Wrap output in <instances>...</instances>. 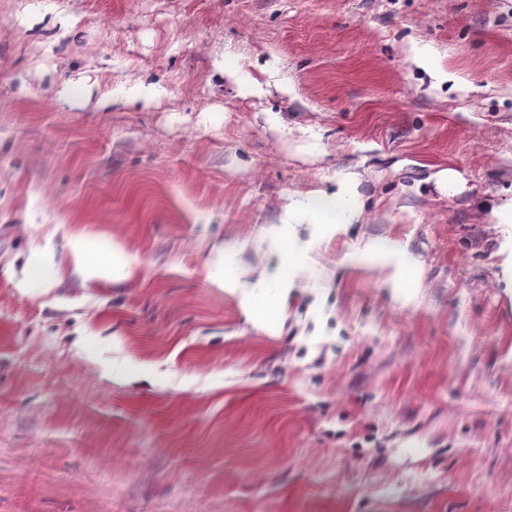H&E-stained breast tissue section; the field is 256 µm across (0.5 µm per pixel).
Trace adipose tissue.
Here are the masks:
<instances>
[{
  "label": "adipose tissue",
  "instance_id": "adipose-tissue-1",
  "mask_svg": "<svg viewBox=\"0 0 512 512\" xmlns=\"http://www.w3.org/2000/svg\"><path fill=\"white\" fill-rule=\"evenodd\" d=\"M358 195L357 179L349 175L343 176L338 181L335 202L317 205L315 209L304 211L303 216L312 224L332 226L353 223L358 220L359 211L345 209L342 203ZM70 271L78 273L85 287L91 288L115 278H138L142 274V267L120 247L106 249L102 247L99 238L78 234L70 238L68 248L62 254L42 252L31 267L25 269L18 288L24 293L35 288H45L62 281Z\"/></svg>",
  "mask_w": 512,
  "mask_h": 512
}]
</instances>
